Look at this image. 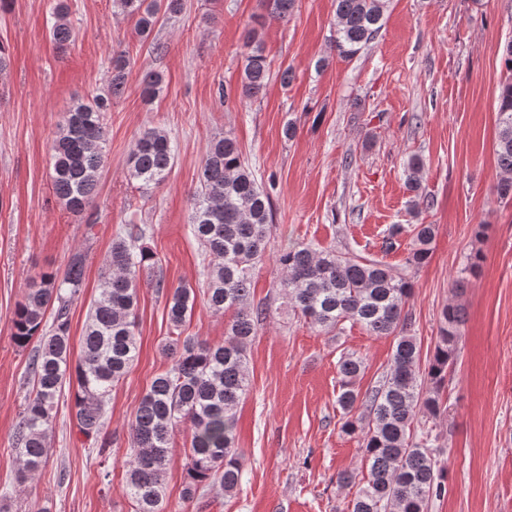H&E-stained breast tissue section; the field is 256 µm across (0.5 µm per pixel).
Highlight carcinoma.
Here are the masks:
<instances>
[{
  "mask_svg": "<svg viewBox=\"0 0 512 512\" xmlns=\"http://www.w3.org/2000/svg\"><path fill=\"white\" fill-rule=\"evenodd\" d=\"M121 10L138 16L141 35H149L159 13L175 16L184 0H116ZM339 57L350 60L375 39L383 26L388 0H335ZM295 0H267L269 18L286 21ZM51 38L64 45L73 36L67 7L59 2L52 12ZM241 89L252 99L265 89L269 67L256 29L248 31ZM501 61L506 75L497 98L499 132L497 164L498 198L512 200V40ZM129 60L112 58V78L107 91L77 101L65 124L52 139L54 192L65 208L80 213L94 201L104 164L105 113L112 98L126 83ZM163 75L148 71L141 77V94L151 101L162 91ZM176 156L174 140L160 128H150L133 142L129 177L142 187L165 181ZM423 162L408 163L407 187L417 194ZM274 217L269 192L258 182L243 152L230 135L211 140L191 197V230L210 258L207 280L201 288L203 303L215 313L234 311L222 343L195 337L183 340L168 369L153 379L131 422L132 456L127 462V493L135 512H166L163 475L170 461V439L183 428L190 442L185 452L186 482L182 497L190 500L206 484L220 483L233 493L241 482L242 455L238 451L236 409L249 385L246 347L267 317L264 304L250 305L256 270L267 261L282 272L278 288L295 314L328 331L346 321L360 324L375 336L393 337L389 372L374 389L362 394L356 379L361 358L342 355L337 364L340 379L341 429L358 438L363 448L366 483L352 500V512H427L429 501L444 490L431 431L414 432L423 418L442 413L441 396L448 369L456 359L465 323L464 308L451 302L442 311L440 336L427 367H421L420 350L411 334L412 320L405 305L413 293L406 275L387 265L341 252L334 247L314 248L296 243L271 247ZM146 224L124 225V235L112 243L108 268L98 299L91 305L82 340L81 356L70 365V305L80 293L85 266L81 255L71 258L64 273L43 271L28 279L23 299L13 319L12 341L20 348L33 339L39 346L29 359L32 390L26 396L16 427L14 451L21 461L20 483L45 462L48 438L63 384L76 383L70 411L78 431L109 447L103 435L105 402L128 374L138 354L136 308L143 271L154 265V255L144 245ZM412 249L408 264L427 260L436 233L433 224L411 225ZM479 254L470 257L454 287L463 288L468 276L481 267ZM197 298L190 287L178 286L167 298L170 324L179 329L192 316ZM53 311L46 324L47 311Z\"/></svg>",
  "mask_w": 512,
  "mask_h": 512,
  "instance_id": "carcinoma-1",
  "label": "carcinoma"
}]
</instances>
